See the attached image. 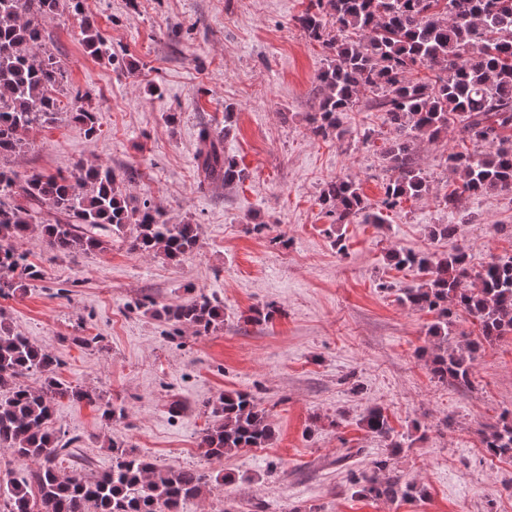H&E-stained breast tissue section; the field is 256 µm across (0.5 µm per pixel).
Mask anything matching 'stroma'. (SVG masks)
Instances as JSON below:
<instances>
[{"label": "stroma", "instance_id": "1", "mask_svg": "<svg viewBox=\"0 0 512 512\" xmlns=\"http://www.w3.org/2000/svg\"><path fill=\"white\" fill-rule=\"evenodd\" d=\"M308 4L83 0L81 12L66 6L47 21L45 47L67 76L63 109L53 124L30 129L25 151L6 165L54 174L102 162L120 174L131 205L147 202L172 223L199 227L197 249L177 265L119 239L75 257L54 256L36 232L23 241L43 276L0 298L12 330L61 356L63 380L127 411L108 425L98 407L58 400L57 427L79 439L61 468L110 469L114 440L159 467L228 475L188 512H512V460L486 455L481 443L489 425L512 419V339L477 353L470 386L434 379V316L398 301L420 273L388 260L394 249L439 253L453 243L475 272L512 256V194H464L457 208L439 206L456 186L446 158L463 148L451 129L416 146L429 195L383 210L380 229L358 217L333 223L320 196L336 176L355 177L379 206L390 133L367 99L348 113L344 142L311 132L325 53L296 21ZM86 17L113 58L86 52ZM75 105L97 112L96 134L72 121ZM205 130L222 137L242 179L200 183L195 154ZM260 223L263 233L252 232ZM436 224L455 225L453 242L431 239ZM338 237L345 253L334 248ZM190 288L221 303L223 325L199 333L127 308L146 296L173 304ZM264 306L272 320L250 322L251 309ZM77 336L92 346L74 344ZM232 391L257 397L275 437L206 458L207 404ZM373 407L403 442L400 453L363 427ZM382 456L425 497L354 495L348 470L371 471Z\"/></svg>", "mask_w": 512, "mask_h": 512}]
</instances>
